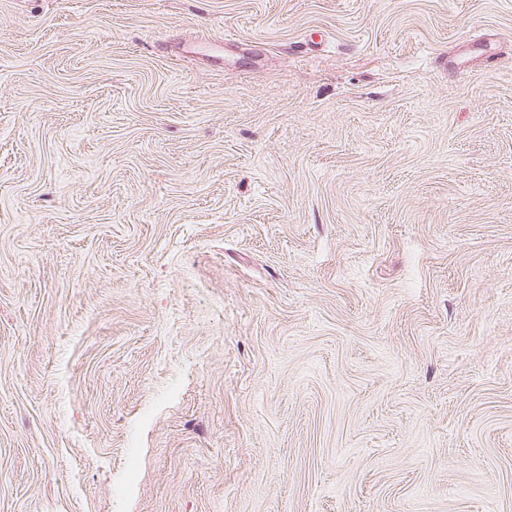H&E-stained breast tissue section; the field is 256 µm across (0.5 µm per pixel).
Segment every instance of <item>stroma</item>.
Returning <instances> with one entry per match:
<instances>
[{
	"label": "stroma",
	"mask_w": 512,
	"mask_h": 512,
	"mask_svg": "<svg viewBox=\"0 0 512 512\" xmlns=\"http://www.w3.org/2000/svg\"><path fill=\"white\" fill-rule=\"evenodd\" d=\"M0 512H512V0H0Z\"/></svg>",
	"instance_id": "stroma-1"
}]
</instances>
